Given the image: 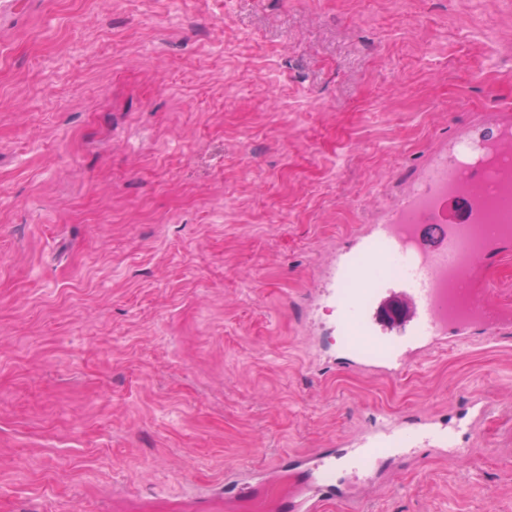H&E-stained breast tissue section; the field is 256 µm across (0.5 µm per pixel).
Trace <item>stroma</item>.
Returning <instances> with one entry per match:
<instances>
[{
    "instance_id": "35a3bbf8",
    "label": "stroma",
    "mask_w": 512,
    "mask_h": 512,
    "mask_svg": "<svg viewBox=\"0 0 512 512\" xmlns=\"http://www.w3.org/2000/svg\"><path fill=\"white\" fill-rule=\"evenodd\" d=\"M0 0V512H289L379 413L494 407L322 512H512V329L340 370L332 250L512 123V0Z\"/></svg>"
}]
</instances>
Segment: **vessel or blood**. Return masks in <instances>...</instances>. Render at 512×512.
<instances>
[{
  "mask_svg": "<svg viewBox=\"0 0 512 512\" xmlns=\"http://www.w3.org/2000/svg\"><path fill=\"white\" fill-rule=\"evenodd\" d=\"M436 167L462 190L460 221L441 223L437 211L421 210L417 221L391 219L369 225L357 237L363 256L386 266V273L355 271L348 254H340L318 289L333 304L344 332L364 341L369 363L400 372L413 346L442 339L489 342L512 327V313L493 302L487 289L475 288L480 270L459 253L469 232L484 218V190L489 176L482 160L460 162L440 153ZM486 416L435 417L421 425L398 421L371 428L342 452H313L303 457L305 478L297 487L293 512H320L325 501L346 497L350 488L337 484V473L367 480L382 458L399 459L421 448H444L450 459L470 458L471 440Z\"/></svg>",
  "mask_w": 512,
  "mask_h": 512,
  "instance_id": "1",
  "label": "vessel or blood"
}]
</instances>
